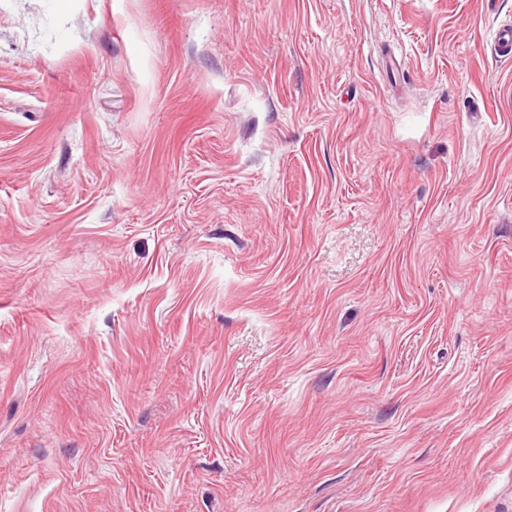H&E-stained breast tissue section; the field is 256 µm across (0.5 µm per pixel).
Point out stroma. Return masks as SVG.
<instances>
[{"mask_svg": "<svg viewBox=\"0 0 512 512\" xmlns=\"http://www.w3.org/2000/svg\"><path fill=\"white\" fill-rule=\"evenodd\" d=\"M512 0H0V512H512Z\"/></svg>", "mask_w": 512, "mask_h": 512, "instance_id": "35a3bbf8", "label": "stroma"}]
</instances>
